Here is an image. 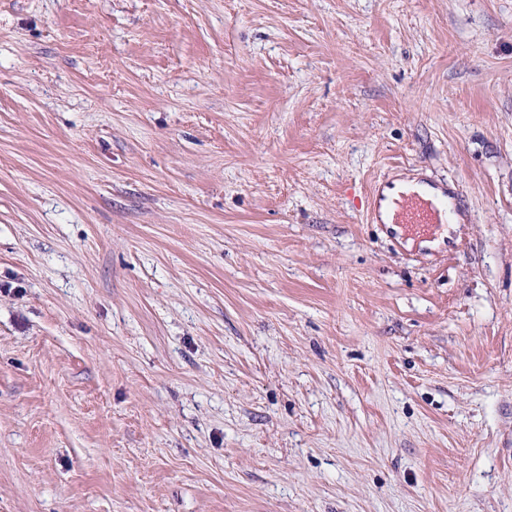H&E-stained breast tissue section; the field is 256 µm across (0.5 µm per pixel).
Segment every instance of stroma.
I'll list each match as a JSON object with an SVG mask.
<instances>
[{
  "mask_svg": "<svg viewBox=\"0 0 512 512\" xmlns=\"http://www.w3.org/2000/svg\"><path fill=\"white\" fill-rule=\"evenodd\" d=\"M0 512H512V0H0ZM385 187H392V184H388L381 189L379 188L378 194L376 195L375 199V207L379 209L378 203L381 202L382 199H385V196L382 194V191ZM406 190H412L416 191L420 194L426 195V196H434V195H440L439 191H434L424 184L417 183V181H403L396 185V188L392 191H389L386 193V199L382 203V219L387 224H392V219L395 215V204L391 203L390 200L397 196L398 193ZM433 187L443 190L436 205L424 202L416 194H412L394 224H449L455 222L457 217L462 214L461 193L459 191L448 193V190L443 187L435 185Z\"/></svg>",
  "mask_w": 512,
  "mask_h": 512,
  "instance_id": "35a3bbf8",
  "label": "stroma"
}]
</instances>
